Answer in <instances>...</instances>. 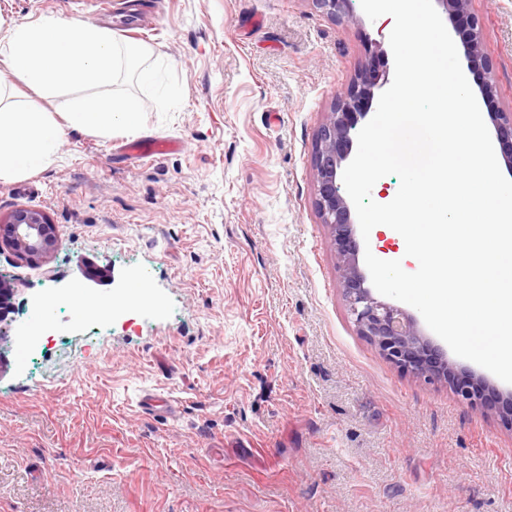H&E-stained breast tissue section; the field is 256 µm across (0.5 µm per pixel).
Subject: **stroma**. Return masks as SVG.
I'll return each instance as SVG.
<instances>
[{
	"label": "stroma",
	"instance_id": "stroma-1",
	"mask_svg": "<svg viewBox=\"0 0 512 512\" xmlns=\"http://www.w3.org/2000/svg\"><path fill=\"white\" fill-rule=\"evenodd\" d=\"M481 55L512 111V0H471ZM43 17L124 40L123 19L184 91L140 137L178 151L133 160L126 133L68 132L53 162L0 179V215L43 212L55 251L0 253L28 320L19 362L0 340V512H512V422L402 371L351 321L333 236L315 206L316 138L365 64L392 62L394 20H337L310 0H0V36ZM109 272L85 279L80 261ZM111 324L79 299L122 298ZM156 393L171 413L142 408Z\"/></svg>",
	"mask_w": 512,
	"mask_h": 512
}]
</instances>
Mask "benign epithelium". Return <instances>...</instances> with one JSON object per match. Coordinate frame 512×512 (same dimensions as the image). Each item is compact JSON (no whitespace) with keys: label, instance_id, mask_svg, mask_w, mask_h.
Listing matches in <instances>:
<instances>
[{"label":"benign epithelium","instance_id":"1","mask_svg":"<svg viewBox=\"0 0 512 512\" xmlns=\"http://www.w3.org/2000/svg\"><path fill=\"white\" fill-rule=\"evenodd\" d=\"M316 9L340 18L352 12V0H311ZM452 27L464 19L467 23L463 44L467 57L482 49L478 22L471 16L470 0H436ZM386 84L385 75L373 65H366L336 102L318 132L314 166L317 172L316 206L323 223L330 226L336 246V260L341 273L348 312L357 331L373 341L386 359L404 371L448 383L455 396L475 407L495 409L499 397L489 391L476 376H458L440 352L422 337L415 322L400 308L376 301L365 287L366 277L357 261L359 243L353 234L352 208L342 195L339 173L349 158L360 122L369 114L375 92ZM502 145L506 170L512 175V112L488 113ZM7 246L23 259L48 257L54 247L51 224L40 212L17 209L0 224V246Z\"/></svg>","mask_w":512,"mask_h":512}]
</instances>
